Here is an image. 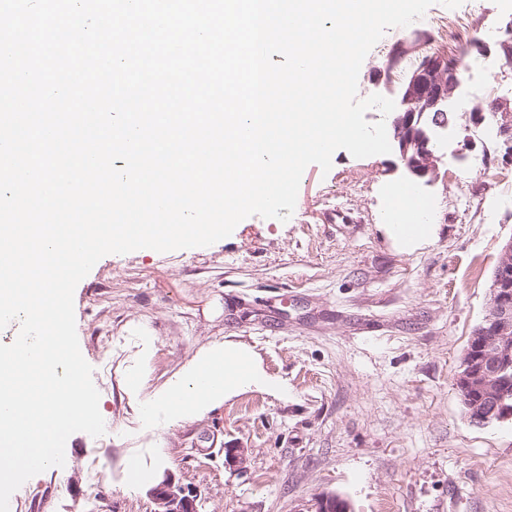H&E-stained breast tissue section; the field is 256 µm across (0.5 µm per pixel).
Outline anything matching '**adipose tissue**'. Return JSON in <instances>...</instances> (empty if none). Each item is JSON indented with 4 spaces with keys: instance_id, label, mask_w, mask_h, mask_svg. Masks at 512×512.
<instances>
[{
    "instance_id": "ef3b65f1",
    "label": "adipose tissue",
    "mask_w": 512,
    "mask_h": 512,
    "mask_svg": "<svg viewBox=\"0 0 512 512\" xmlns=\"http://www.w3.org/2000/svg\"><path fill=\"white\" fill-rule=\"evenodd\" d=\"M218 364L224 367L222 382L211 386L206 392H193L195 380ZM254 386L279 392L285 389L284 384L261 374L250 351L233 344L206 349L167 385L159 398L144 402L141 412L147 418L157 413H167L171 418L181 419Z\"/></svg>"
}]
</instances>
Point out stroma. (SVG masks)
<instances>
[{
	"label": "stroma",
	"instance_id": "35a3bbf8",
	"mask_svg": "<svg viewBox=\"0 0 512 512\" xmlns=\"http://www.w3.org/2000/svg\"><path fill=\"white\" fill-rule=\"evenodd\" d=\"M441 4L390 28L364 59L358 98L375 67L413 32L431 33ZM469 107L512 104V64L469 52ZM500 138L444 139L433 181H409L395 154L332 156L305 168L288 221L242 220L213 245L102 257L74 292L80 351L100 388L106 432L74 433L65 464L29 479L11 512H154L153 480L173 473L198 512H315L334 493L350 512H512V417L471 422L455 379L512 238V166ZM483 174L461 169L471 154ZM412 182L436 213L413 246L384 225L388 188ZM111 345H104V334ZM233 342L287 393L251 388L173 421L141 403L195 355ZM242 449L245 464L227 463ZM138 455L149 481L128 483ZM101 474L97 486L88 468Z\"/></svg>",
	"mask_w": 512,
	"mask_h": 512
}]
</instances>
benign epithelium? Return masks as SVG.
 <instances>
[{
	"label": "benign epithelium",
	"instance_id": "7a95c632",
	"mask_svg": "<svg viewBox=\"0 0 512 512\" xmlns=\"http://www.w3.org/2000/svg\"><path fill=\"white\" fill-rule=\"evenodd\" d=\"M417 55L418 65L411 70L399 90L391 121V148L409 176L432 178L441 157L432 143L443 134L467 131L485 119L484 110H463L459 101L465 86L458 67L448 62V54L431 53L426 42L403 41L391 50L378 78L389 80L392 72L403 68L407 54ZM512 367V240L502 248L495 269L490 301L482 323L469 339L462 370L456 381L462 398L478 410L474 421L487 423L504 419L512 412L502 408L500 377ZM155 512H197L195 492L166 472L150 489ZM319 512H346L347 502L335 494L319 498Z\"/></svg>",
	"mask_w": 512,
	"mask_h": 512
}]
</instances>
